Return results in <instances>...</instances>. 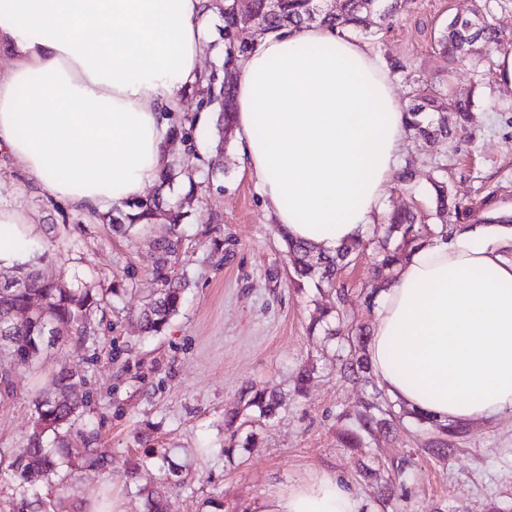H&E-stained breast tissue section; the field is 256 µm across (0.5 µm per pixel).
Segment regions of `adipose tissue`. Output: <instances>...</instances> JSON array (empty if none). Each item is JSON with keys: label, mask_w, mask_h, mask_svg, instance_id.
<instances>
[{"label": "adipose tissue", "mask_w": 512, "mask_h": 512, "mask_svg": "<svg viewBox=\"0 0 512 512\" xmlns=\"http://www.w3.org/2000/svg\"><path fill=\"white\" fill-rule=\"evenodd\" d=\"M205 0H0V154L54 201L105 213L154 185L170 118L198 85ZM240 155L279 232L330 252L362 237L396 174L404 107L369 48L324 25L271 32L238 63ZM36 234L0 202V268ZM503 227L432 239L380 294L377 381L440 422L512 412V260ZM321 474L254 512H360Z\"/></svg>", "instance_id": "1"}]
</instances>
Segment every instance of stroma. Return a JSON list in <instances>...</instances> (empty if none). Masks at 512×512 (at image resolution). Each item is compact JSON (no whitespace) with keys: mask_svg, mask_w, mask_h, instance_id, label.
I'll list each match as a JSON object with an SVG mask.
<instances>
[{"mask_svg":"<svg viewBox=\"0 0 512 512\" xmlns=\"http://www.w3.org/2000/svg\"><path fill=\"white\" fill-rule=\"evenodd\" d=\"M476 14L512 36V0H417L390 32L366 39L380 63H406L407 74L393 76L401 102H408L413 81L475 102L467 134L436 141L406 137L401 163L416 170L417 186L406 191L389 183L373 224L382 223L385 211L412 209L436 227L428 183L436 175L462 201L477 203L493 191L512 212V86L499 80L500 53L473 56L449 74L433 50L435 36L452 17ZM228 154L226 174L203 198L183 205L174 262L192 284L179 314L152 337L141 334L133 312L157 292L153 241L164 224L122 236L81 211L61 218L59 206L0 158V198L19 204L36 227L37 248L52 250L47 274L71 288L122 289L94 320L98 342L66 340L32 368L0 375V456L26 448L31 394L62 364L89 401L85 421L98 454L112 461L107 469L75 474L68 512H93L101 487L125 512H144L133 486L153 484L157 471L142 469L133 481L129 466L155 448L172 449L183 467L164 487L171 512H253L267 493L322 473L345 481L362 512H512V413L466 422L463 436L452 441L454 454L445 459L430 453L436 434L410 417L362 447L341 443L377 380L372 374L347 379L339 344L325 330L339 313L347 324L374 328L380 290L370 259L363 255L343 268L342 300L332 288L293 284L286 244L255 182L236 147ZM214 239L223 249L211 248ZM305 365L315 373L298 395L295 377ZM268 383L288 393L286 405L276 417L239 429L242 438L256 433L258 447L225 456V412L243 407L245 387ZM201 447L212 450L202 462L196 455ZM400 463L405 469L390 501L379 502L361 469L380 480Z\"/></svg>","mask_w":512,"mask_h":512,"instance_id":"1","label":"stroma"}]
</instances>
